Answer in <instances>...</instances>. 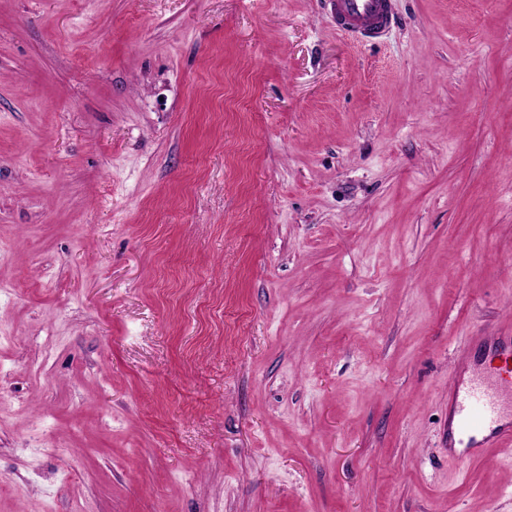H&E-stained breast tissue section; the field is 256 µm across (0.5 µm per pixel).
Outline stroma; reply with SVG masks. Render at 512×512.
Listing matches in <instances>:
<instances>
[{
	"instance_id": "1",
	"label": "stroma",
	"mask_w": 512,
	"mask_h": 512,
	"mask_svg": "<svg viewBox=\"0 0 512 512\" xmlns=\"http://www.w3.org/2000/svg\"><path fill=\"white\" fill-rule=\"evenodd\" d=\"M323 2L0 0V512H512V0ZM336 31L372 42L392 25L394 13L389 0H328ZM511 400L510 412L503 398ZM448 448H499L512 455V372L487 364L484 372L448 391Z\"/></svg>"
}]
</instances>
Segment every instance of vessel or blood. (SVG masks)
Listing matches in <instances>:
<instances>
[{
    "label": "vessel or blood",
    "mask_w": 512,
    "mask_h": 512,
    "mask_svg": "<svg viewBox=\"0 0 512 512\" xmlns=\"http://www.w3.org/2000/svg\"><path fill=\"white\" fill-rule=\"evenodd\" d=\"M339 33L372 42L392 25L390 0H328ZM512 399V370L486 366L469 381L448 391V445L498 448L512 453V411L503 408Z\"/></svg>",
    "instance_id": "1"
}]
</instances>
